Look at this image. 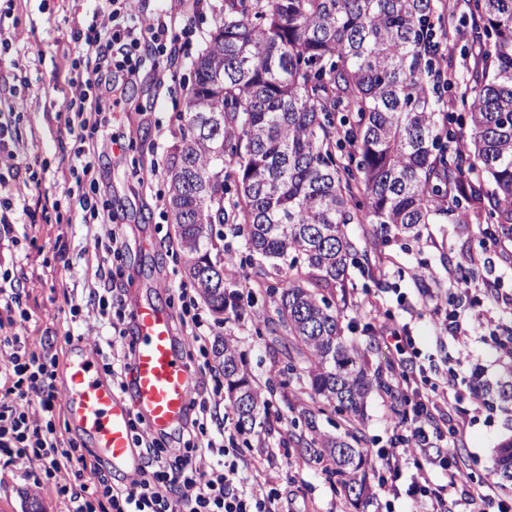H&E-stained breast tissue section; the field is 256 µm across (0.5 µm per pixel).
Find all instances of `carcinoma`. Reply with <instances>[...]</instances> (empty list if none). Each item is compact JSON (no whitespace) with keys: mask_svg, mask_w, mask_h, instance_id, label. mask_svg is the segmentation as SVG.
Listing matches in <instances>:
<instances>
[{"mask_svg":"<svg viewBox=\"0 0 512 512\" xmlns=\"http://www.w3.org/2000/svg\"><path fill=\"white\" fill-rule=\"evenodd\" d=\"M467 9L475 75L461 84L449 71L442 84L441 54L426 41L459 28L433 27V0H224L178 114L167 202L185 274L218 321L238 316L239 255L227 238H242L254 286L276 303L254 333L285 337L283 367L263 385L236 342H214L235 425L258 436L280 418L271 396L299 401L289 440L356 510L376 476L362 447L367 399L383 391L403 411L407 398L366 368L370 326L364 345L343 336L350 268L377 272L376 253L347 226L416 239L426 224L475 219L512 239V0ZM322 416L342 431L320 430ZM494 471L512 482V441Z\"/></svg>","mask_w":512,"mask_h":512,"instance_id":"carcinoma-1","label":"carcinoma"}]
</instances>
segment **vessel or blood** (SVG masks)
I'll list each match as a JSON object with an SVG mask.
<instances>
[{"label": "vessel or blood", "mask_w": 512, "mask_h": 512, "mask_svg": "<svg viewBox=\"0 0 512 512\" xmlns=\"http://www.w3.org/2000/svg\"><path fill=\"white\" fill-rule=\"evenodd\" d=\"M136 360L131 397L112 390L94 355L67 359L64 405L69 420L98 448L115 473L135 476L139 458L130 421L141 414L157 431L176 426L192 395L191 376L172 329L169 310L151 305L134 311Z\"/></svg>", "instance_id": "b4317fda"}]
</instances>
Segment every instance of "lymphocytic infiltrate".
Instances as JSON below:
<instances>
[{"mask_svg": "<svg viewBox=\"0 0 512 512\" xmlns=\"http://www.w3.org/2000/svg\"><path fill=\"white\" fill-rule=\"evenodd\" d=\"M194 35L186 11L167 12L146 23L135 0H99L98 10L77 43L79 56L95 58L93 68L76 73L80 102H98L103 89L111 95V109L80 117L77 127L88 134L90 145L77 149L64 194L66 199L77 200L84 223L101 226L103 235L95 243L113 259L123 253L120 230L111 207L97 196L100 181L108 176L99 157L117 143L108 130L115 113L124 111L127 88L140 71L172 63L188 49ZM2 170L22 179L25 186L37 187L48 167H20L11 126L0 122ZM177 300L182 356L190 374H210L211 383L195 389L177 440L147 427L142 416H133L132 440L142 465L130 482L120 486L113 482L109 467L87 458L74 441L58 432V360L40 351L26 333L29 316L21 307L20 290L10 277L0 276V315L8 325L0 333V470L38 464L43 484L67 500V512H273L281 498L279 485L271 478L257 484L245 482L238 463V430L217 414L224 402V382L207 360L206 339L213 328L190 289H179ZM87 305L99 316L112 318L111 335L94 339L96 351L113 390L129 393L135 348L130 338L132 313L122 291L114 286L90 289L86 303L71 302L70 315H81ZM374 334L391 356L398 385L410 392L401 433L378 453L388 470L380 482L382 491L414 497L423 512H454L450 491L464 486L470 503L489 506L493 512H512V501L499 497L492 483L475 482L467 468L449 466L446 458L432 453L448 439L434 419L439 407H447L457 425L467 419L460 408L464 395L455 390L454 378L435 379L427 368L412 369L414 349L406 326L383 322ZM204 452L212 459L206 471L195 463ZM407 466L414 467L417 476L403 490L399 482ZM438 468L447 470L446 482L430 479V471Z\"/></svg>", "mask_w": 512, "mask_h": 512, "instance_id": "f902f5d3", "label": "lymphocytic infiltrate"}]
</instances>
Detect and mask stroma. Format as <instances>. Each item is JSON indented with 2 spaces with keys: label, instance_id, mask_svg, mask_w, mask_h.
Returning a JSON list of instances; mask_svg holds the SVG:
<instances>
[{
  "label": "stroma",
  "instance_id": "obj_1",
  "mask_svg": "<svg viewBox=\"0 0 512 512\" xmlns=\"http://www.w3.org/2000/svg\"><path fill=\"white\" fill-rule=\"evenodd\" d=\"M96 9V0H0V34L14 42L13 50L0 57V92L20 93L25 105L24 116L15 126L19 161L32 164L47 158L54 169L45 182L26 190L18 200L17 240L0 241V270L22 271L26 288L22 303L31 314L27 332L62 359L86 333L84 319L70 321L60 315L66 296L84 299L89 289L97 287L101 271L112 264L105 252L94 250V229L82 222L79 211L60 220L48 210L50 200L64 189V176L77 146L67 126L68 106L76 99L69 71L73 30ZM223 15L224 0H202L191 14L197 37L188 54L171 68L141 71L128 90L124 120L112 129L113 135L125 141V153L115 160L101 159L110 170L112 210L126 243L116 278L131 305L148 298L172 305L178 288L187 282L179 253L165 247L166 241L175 238L167 209L166 166L180 139L177 115L191 85L192 60ZM155 161L160 168L152 176L148 170ZM135 168L147 173L143 185L130 180ZM384 252L393 273L381 282L368 279L359 268L350 271L352 287L343 317L348 339H362L363 326L373 321L367 303L374 300L381 311L408 326L422 364L442 373L449 360H458L457 388L512 379V354L500 352L484 331L472 329L467 335L441 341L434 325L435 308L445 304L449 294L448 270L457 266L462 255L472 256L479 268L473 288L500 279L512 292V267L496 257L492 245L483 244L481 225L447 220L429 224L419 240L390 241ZM421 275L432 285L431 298L420 293L417 278ZM242 307L241 316L219 325L217 332L237 341L258 378L276 375L283 356L273 350L271 337L253 334L250 320L256 311L273 314L274 304L265 291L256 289L244 296ZM292 416L291 409H283L264 444L245 449L250 470L278 478L283 512H354L333 490L322 467L296 448H289L284 456H267V449L278 447L281 431ZM396 420L389 396L372 392L364 422L370 461H377V449L391 443ZM510 440L512 404L497 403L471 411L449 444L451 453L480 481L492 476L495 450ZM66 505V500L47 487L35 486L24 470L0 477V512H66Z\"/></svg>",
  "mask_w": 512,
  "mask_h": 512
}]
</instances>
